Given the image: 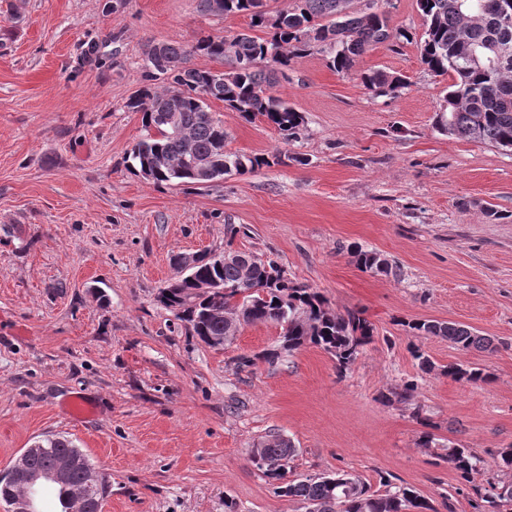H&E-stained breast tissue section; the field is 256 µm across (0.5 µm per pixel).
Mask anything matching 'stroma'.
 Returning <instances> with one entry per match:
<instances>
[{"label": "stroma", "instance_id": "stroma-1", "mask_svg": "<svg viewBox=\"0 0 512 512\" xmlns=\"http://www.w3.org/2000/svg\"><path fill=\"white\" fill-rule=\"evenodd\" d=\"M387 11L403 38L353 72L317 52L280 68L275 90L304 117L297 140L212 102L228 150L286 163L157 186L127 164L144 135L127 102L145 46L229 38L248 17L204 16L197 0H0V475L58 435L106 475L104 512H306L251 459L277 432L296 448L294 477L388 479L437 512H480L474 486L512 483L494 465L512 448V152L435 127L451 78L420 61L417 0ZM376 69L407 87L376 96L359 78ZM356 246L393 274L360 270ZM230 247L277 262L336 312L363 311L374 342L344 373L315 347L236 369L278 345L277 325L214 349L156 302L176 256ZM414 320L465 324L496 350L413 335ZM453 363L490 380H452ZM76 398L93 414L70 418ZM452 445L481 473L461 478ZM446 460L464 479L478 471V464L481 462L472 449L463 446H449Z\"/></svg>", "mask_w": 512, "mask_h": 512}]
</instances>
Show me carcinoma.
<instances>
[{"label": "carcinoma", "mask_w": 512, "mask_h": 512, "mask_svg": "<svg viewBox=\"0 0 512 512\" xmlns=\"http://www.w3.org/2000/svg\"><path fill=\"white\" fill-rule=\"evenodd\" d=\"M350 0H292L287 9L271 10L264 0H197L204 16L242 14L249 17L250 31L230 39L202 35L191 45L164 42L144 51L143 80L128 108L141 113L146 136L132 148L129 158L138 174L155 185L212 184L235 173L245 175L264 166L282 162L281 153L248 156L226 150L228 133L224 122L210 112L209 101H220L247 122L261 119L290 140L298 137L304 118L272 88L278 67L288 60L313 50L324 53L328 64L338 73H350L369 48L390 42L398 35L389 25L379 0L360 13L348 11ZM426 24L420 43L421 63L438 75L452 74V83L437 109L439 129L459 138L489 143L512 151V57L491 67L477 68L457 52L463 37L480 45L512 44V24L504 26L493 11L482 16L470 12L458 0H418ZM261 31L264 36H257ZM195 54L206 55L222 69H199L189 65ZM162 79L168 87L157 92L149 82ZM363 85L379 96H396L407 87L405 77L384 70L360 74ZM180 98V120L176 129L157 122L156 115L167 106L168 93ZM217 161L215 174L198 178L196 162ZM355 262L365 272L388 275L392 267L381 254L359 247L352 250ZM244 265L228 261L221 266L207 261L191 270L196 280L207 279L219 289H255V293L234 303L227 296L195 295L187 302L184 283L169 292H159L157 301L172 312L176 320L192 324V335L206 343L211 336H227L232 324L242 328L256 323L288 325V346L274 355L264 354L270 364L283 354L312 345L336 359L343 373L350 369L361 350L374 340L375 327L360 311L345 314L332 310L317 291L279 275L277 263L250 254V276ZM249 284L243 285L244 278ZM407 326L419 336L448 340L459 349L485 345V338L469 327L455 322L412 321ZM444 374L455 381L477 383L486 379L480 369L450 365ZM261 460L255 465L275 482V492L297 498L317 512H431L433 506L404 485H387L379 493L358 476L336 474L317 478L288 479V462L295 448L279 433L262 438ZM83 455L65 437H57L45 450L27 458L30 470L50 473L59 458ZM448 464L466 479L478 471L480 459L470 448L448 447ZM84 471L75 469L66 486L54 489L61 507H66L69 490L81 486ZM23 487L10 476L0 477V499L23 495ZM486 512H512V483L491 485L481 496Z\"/></svg>", "instance_id": "1"}]
</instances>
